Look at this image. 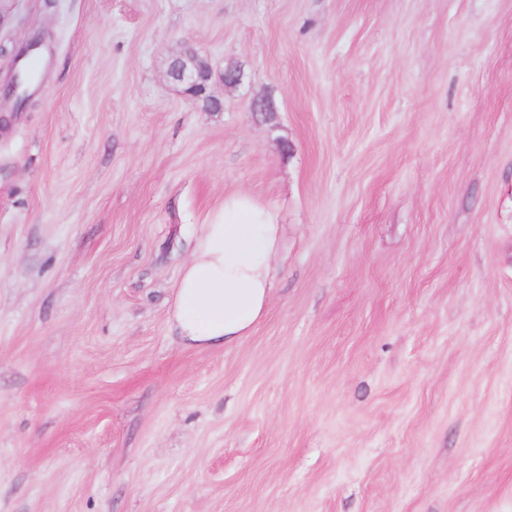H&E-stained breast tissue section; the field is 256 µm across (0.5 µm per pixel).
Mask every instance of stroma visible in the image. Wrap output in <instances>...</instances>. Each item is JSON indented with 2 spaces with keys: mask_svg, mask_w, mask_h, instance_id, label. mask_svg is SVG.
<instances>
[{
  "mask_svg": "<svg viewBox=\"0 0 512 512\" xmlns=\"http://www.w3.org/2000/svg\"><path fill=\"white\" fill-rule=\"evenodd\" d=\"M0 512H512V0H0ZM193 48L219 111L167 76ZM244 78L227 87L224 68ZM266 316L183 344L226 195ZM42 47V43L38 39H31L27 41L25 44H23L16 52L15 54V62H14V69L10 73L7 79L6 83V92H5V99H15L16 103L21 105L24 100H26L27 95L25 94V98L22 100L19 97L18 90H19V81L21 78V75L23 73L21 69V61L28 56L29 54L38 51ZM280 247L275 210L245 194L225 196L176 285L171 317L181 340L209 348L249 336L268 312Z\"/></svg>",
  "mask_w": 512,
  "mask_h": 512,
  "instance_id": "35a3bbf8",
  "label": "stroma"
}]
</instances>
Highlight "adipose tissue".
I'll return each instance as SVG.
<instances>
[{
    "label": "adipose tissue",
    "instance_id": "ef3b65f1",
    "mask_svg": "<svg viewBox=\"0 0 512 512\" xmlns=\"http://www.w3.org/2000/svg\"><path fill=\"white\" fill-rule=\"evenodd\" d=\"M280 247L275 210L244 194L225 196L176 285L172 320L181 340L209 348L249 336L268 312Z\"/></svg>",
    "mask_w": 512,
    "mask_h": 512
}]
</instances>
